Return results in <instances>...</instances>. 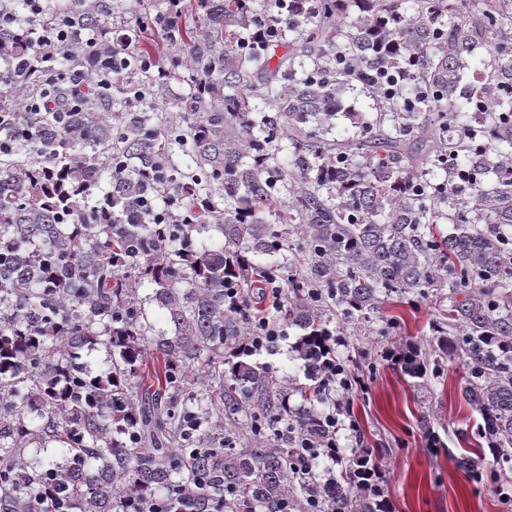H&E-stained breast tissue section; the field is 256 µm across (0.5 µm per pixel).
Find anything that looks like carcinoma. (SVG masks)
<instances>
[{"instance_id":"1","label":"carcinoma","mask_w":512,"mask_h":512,"mask_svg":"<svg viewBox=\"0 0 512 512\" xmlns=\"http://www.w3.org/2000/svg\"><path fill=\"white\" fill-rule=\"evenodd\" d=\"M28 2L0 0V512H390L372 463L310 461L327 312L445 287L512 461V0H135L110 29L123 0ZM271 274L296 410L224 303Z\"/></svg>"}]
</instances>
